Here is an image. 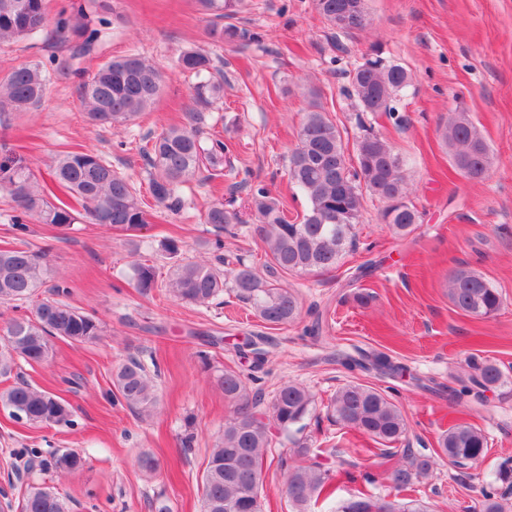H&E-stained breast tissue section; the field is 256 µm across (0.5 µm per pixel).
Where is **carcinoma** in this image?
<instances>
[{"instance_id": "cac0c4a2", "label": "carcinoma", "mask_w": 512, "mask_h": 512, "mask_svg": "<svg viewBox=\"0 0 512 512\" xmlns=\"http://www.w3.org/2000/svg\"><path fill=\"white\" fill-rule=\"evenodd\" d=\"M48 0H0V44L28 40L47 28L61 43L72 39L87 50L101 30L91 25V14L111 12L109 0H79L49 13ZM316 10L330 26L348 33L353 28L336 24V17L351 11L358 0H314ZM202 12L223 25H212L209 37L216 42L240 46L258 40L247 28L231 22L238 0H195ZM183 70L193 74V99L197 108L186 113V121L166 129L141 153L149 166L148 189L156 203L170 212L186 205L183 187L195 178L215 181L236 174L232 145L218 134L204 135L207 109L224 94V75L202 49H187L180 56ZM408 70L379 55L364 61L349 73L348 96L363 112L391 111V102L410 82ZM48 73L39 64L14 68L0 77V112H25L42 100ZM164 82L162 70L137 53L111 58L96 73L79 84V96L89 121L112 128L135 121L157 100ZM309 109L300 126L297 143L288 156V179L307 200L297 222L286 219L280 201L262 185L250 188L251 204L261 224L267 276H262L247 259L235 258L224 268V234L241 222L239 215L224 208V201L210 204L203 214L214 238L205 246L215 253V262L181 261L174 265L167 284L170 294L181 302L208 306L229 291L248 305L261 322L283 326L301 315L297 292L282 285L288 275L323 273L336 267L346 250L356 242L355 226L362 208L363 193L385 202L382 222L397 235L412 233L420 213L406 200L409 187L401 174L402 159L380 135L368 131L357 141L355 154L347 153L340 131L322 106L321 91L307 89ZM442 137L448 145L455 169L469 180H480L491 165V150L466 112H454L444 126ZM53 176L58 185L80 201L90 224L119 232H137L150 224L139 190L130 178L90 150L66 152L56 158ZM0 192L14 203L13 225L20 233L35 220L68 228L80 216L68 203L54 202L29 165L20 160L0 162ZM135 288L143 294L159 287V273L148 261L131 265ZM67 282L51 280V267L44 253L19 240L0 248V305L31 304L30 312L9 318L0 327V376H10L19 363L41 364L52 352V339L74 345L99 339L103 327L92 314L65 301ZM448 298L453 306L474 318L496 313L502 295L484 276L468 268L455 270L449 280ZM238 357L261 367L265 353L248 343L238 348ZM351 370L374 371L392 379L403 377L405 366L383 352L344 355ZM468 384L495 387L503 382L498 365L489 360L469 362ZM230 414L224 419V433L210 450L202 477L201 512H262L263 461L275 445H291L290 454L279 457L283 485L294 512H315L321 501L335 493L332 475L316 461L304 435L307 421L316 416L314 396L303 386L286 382L269 402L253 391L244 375L233 366L218 376ZM117 398L128 407L150 411L155 407L153 378L144 365L130 359L113 376ZM0 408L13 418L30 424L70 423L71 406L55 394L25 381L0 390ZM328 415L342 428L356 431L383 446L381 455L399 457L387 471L396 493L413 492L436 465L435 457L398 448L408 433L406 417L393 399L371 386L353 382L339 388L327 406ZM488 446L484 431L472 424L456 423L439 440L441 456L456 466L473 463ZM349 483L360 484L356 494L341 501L336 512H371L378 502L386 512H428L415 498L405 503L374 495L376 483L368 471H339ZM512 486V467L501 466L494 480L481 488L482 512H504L500 486ZM20 512H72L67 501L50 487H34L19 501Z\"/></svg>"}]
</instances>
